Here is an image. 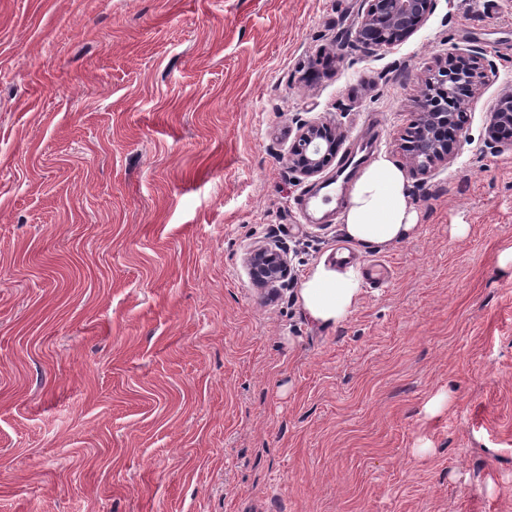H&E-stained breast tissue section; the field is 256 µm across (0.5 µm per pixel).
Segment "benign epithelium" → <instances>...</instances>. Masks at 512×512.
I'll list each match as a JSON object with an SVG mask.
<instances>
[{
  "instance_id": "obj_1",
  "label": "benign epithelium",
  "mask_w": 512,
  "mask_h": 512,
  "mask_svg": "<svg viewBox=\"0 0 512 512\" xmlns=\"http://www.w3.org/2000/svg\"><path fill=\"white\" fill-rule=\"evenodd\" d=\"M435 0H368L355 32L357 46L370 53L403 41L427 21ZM485 71L479 62L439 65L431 70L416 100L417 118L408 135L407 162L418 175H430L453 161L459 152V135L464 124L458 113L448 110L465 94L477 93L484 84ZM512 137V94L489 123L486 145ZM336 127L327 122L304 121L289 152V168L309 178L320 175L336 155ZM252 279L266 287H286L293 279L290 260L283 247L260 246L250 256Z\"/></svg>"
}]
</instances>
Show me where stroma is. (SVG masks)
Wrapping results in <instances>:
<instances>
[{
  "mask_svg": "<svg viewBox=\"0 0 512 512\" xmlns=\"http://www.w3.org/2000/svg\"><path fill=\"white\" fill-rule=\"evenodd\" d=\"M0 0V512H512V0ZM492 61L421 228L344 324L298 290L344 240L288 170L300 121L405 166L422 79ZM286 246L266 298L254 246ZM445 405L426 410L436 396ZM355 32L357 46L365 52L403 41L427 21L435 0H368ZM489 140L486 145L490 149L497 148V144L505 138L512 137V94H510L503 106L493 113L489 123Z\"/></svg>",
  "mask_w": 512,
  "mask_h": 512,
  "instance_id": "35a3bbf8",
  "label": "stroma"
}]
</instances>
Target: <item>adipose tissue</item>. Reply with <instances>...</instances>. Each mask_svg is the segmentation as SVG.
<instances>
[{
    "label": "adipose tissue",
    "mask_w": 512,
    "mask_h": 512,
    "mask_svg": "<svg viewBox=\"0 0 512 512\" xmlns=\"http://www.w3.org/2000/svg\"><path fill=\"white\" fill-rule=\"evenodd\" d=\"M341 221L343 238L357 248H387L415 237L420 226L403 170L384 155L365 164L344 200ZM363 284L358 265L322 261L302 281L299 301L314 323L340 325L353 314Z\"/></svg>",
    "instance_id": "obj_1"
}]
</instances>
